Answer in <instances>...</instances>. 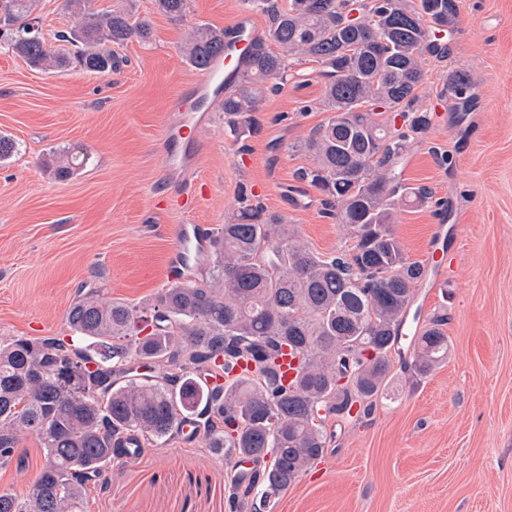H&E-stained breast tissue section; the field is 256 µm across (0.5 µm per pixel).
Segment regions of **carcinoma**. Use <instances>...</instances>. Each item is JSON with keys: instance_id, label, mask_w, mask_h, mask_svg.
I'll use <instances>...</instances> for the list:
<instances>
[{"instance_id": "1", "label": "carcinoma", "mask_w": 512, "mask_h": 512, "mask_svg": "<svg viewBox=\"0 0 512 512\" xmlns=\"http://www.w3.org/2000/svg\"><path fill=\"white\" fill-rule=\"evenodd\" d=\"M172 20L187 0H155ZM268 17L239 82L224 94L229 130L252 131L266 94L293 77L288 57L316 62L327 78L322 111L330 116L303 143L311 166L296 178L323 196L324 216L354 241L321 256L301 243L285 219L260 204L232 212L213 239L205 277L171 283L140 306L101 298L95 289L67 313L74 342L55 337L0 340V465L21 462L18 433L37 435L46 464L27 495L0 491V512H86V489L125 454L112 440L136 433L163 444L181 416L205 415L206 447L244 456L264 468L240 474L238 512H263L321 458L324 423L357 418L384 398L392 353L425 269L406 257L393 224L408 203L425 205L426 187L402 179L409 135L395 133L381 110L398 112L425 132L430 114L417 105L425 55L444 54L459 0H250ZM36 0H0V46L45 70L77 64L108 74L119 60L106 49L131 38L148 43L149 22L127 8L95 11L66 0L68 20L55 34L23 37L38 21ZM281 51H276V48ZM185 62L201 69L224 51V30L199 25L185 34ZM448 98L471 91L470 75L448 73ZM87 155L51 154L45 170L68 179ZM302 354L301 376L283 382L284 351ZM448 356L442 320L417 336V376ZM243 362L248 375L228 378ZM72 370L64 378L60 371ZM224 377V388L198 372Z\"/></svg>"}]
</instances>
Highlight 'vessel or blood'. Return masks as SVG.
Here are the masks:
<instances>
[{"instance_id":"1","label":"vessel or blood","mask_w":512,"mask_h":512,"mask_svg":"<svg viewBox=\"0 0 512 512\" xmlns=\"http://www.w3.org/2000/svg\"><path fill=\"white\" fill-rule=\"evenodd\" d=\"M258 37L257 29L247 16H240L236 22L225 25L223 54L193 78L181 97L171 102L163 123V157L170 174L176 175L197 165L196 134L209 123L213 111L221 104L225 88L240 79L244 62ZM459 233V228L436 225L429 246V287H439L445 277L446 267L442 262L444 247L449 236ZM212 240L211 225H175L173 245L168 256V279H192L208 263L212 254Z\"/></svg>"}]
</instances>
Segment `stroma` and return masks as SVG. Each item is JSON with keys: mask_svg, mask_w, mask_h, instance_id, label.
Masks as SVG:
<instances>
[{"mask_svg": "<svg viewBox=\"0 0 512 512\" xmlns=\"http://www.w3.org/2000/svg\"><path fill=\"white\" fill-rule=\"evenodd\" d=\"M133 4L154 38L114 46L119 69L45 73L0 48V134L16 152L0 161V339L71 335L67 312L82 292L140 305L168 279L171 230L223 224L261 202L283 215L313 251L333 255L352 241L322 216L321 196L296 181L308 166L301 144L326 114V82L311 61L267 94L254 132L235 138L215 111L200 161L180 177L163 167L162 116L194 74L180 47L197 25L224 28L243 0H189L182 20L155 0ZM448 56L426 61L419 105L431 127L409 145L407 184L432 203L400 209L394 230L410 261L426 263L439 221L459 225L445 260L446 288H418L420 324L443 318L448 358L416 378L393 358V389L360 421L332 418L321 466L303 475L271 512H512V0H460ZM474 84L471 102L443 95L449 71ZM83 150L64 181L46 172L49 152ZM212 193L195 211L170 207L196 182ZM21 466H0V490L25 495L45 465L38 436L25 434ZM237 468L203 439L174 436L162 448L106 466L87 487V512H235Z\"/></svg>", "mask_w": 512, "mask_h": 512, "instance_id": "obj_1", "label": "stroma"}]
</instances>
